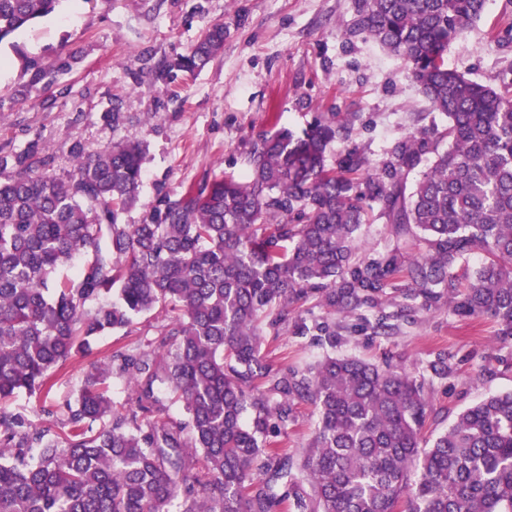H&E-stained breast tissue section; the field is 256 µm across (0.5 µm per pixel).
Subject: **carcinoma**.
Returning a JSON list of instances; mask_svg holds the SVG:
<instances>
[{"mask_svg":"<svg viewBox=\"0 0 512 512\" xmlns=\"http://www.w3.org/2000/svg\"><path fill=\"white\" fill-rule=\"evenodd\" d=\"M60 3L0 0V42ZM484 7L357 0L352 34L398 56L448 118L441 133L404 134L375 171L355 151L326 164L334 122L301 136L275 127L253 144L246 179L190 185L151 221L124 224L141 141L76 155L67 180L17 159L0 183V512H512V391L468 407L426 448L425 379L336 356L300 370L263 350L290 327L334 348L336 316L356 311L388 336L390 317L368 313L396 299L399 317L444 302L512 339V90L445 62ZM223 44L212 24L163 70H200ZM375 205L395 237L417 228L425 250L359 252ZM475 255L483 264L460 282ZM306 303L328 318L292 315ZM157 306L164 320L92 365L75 403L48 404L69 359ZM425 370L447 378L448 354ZM113 378L126 398L110 395ZM23 392L37 423L2 406ZM301 403L313 431L296 457L282 437Z\"/></svg>","mask_w":512,"mask_h":512,"instance_id":"1","label":"carcinoma"}]
</instances>
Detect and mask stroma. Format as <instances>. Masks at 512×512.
Returning a JSON list of instances; mask_svg holds the SVG:
<instances>
[{"label": "stroma", "instance_id": "obj_1", "mask_svg": "<svg viewBox=\"0 0 512 512\" xmlns=\"http://www.w3.org/2000/svg\"><path fill=\"white\" fill-rule=\"evenodd\" d=\"M356 0H63L58 12L0 42V158L48 159L67 179L76 155L136 138L146 145L139 203L124 223L150 219L163 197L219 176L248 175L252 144L273 126L350 124L329 165L357 150L380 167L410 130L444 129L400 59L353 35ZM223 24L224 48L192 76L158 75ZM449 68L498 89L512 86V0H486L481 18L452 41ZM47 79L36 82L39 72ZM120 106L123 120L109 112ZM396 302L381 312L397 315ZM398 317V315H397ZM334 353L423 370L430 351L448 353V379L434 381L427 429L438 434L484 397L512 391V340L497 324L449 315L447 307L398 317L376 336L356 315L341 321ZM122 334L74 356L57 374L55 404L74 401L89 365Z\"/></svg>", "mask_w": 512, "mask_h": 512}]
</instances>
